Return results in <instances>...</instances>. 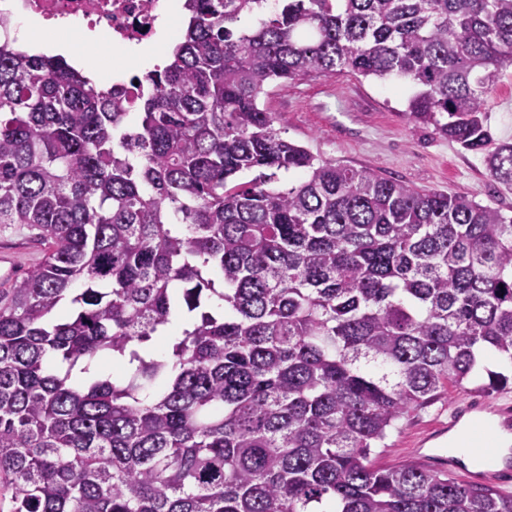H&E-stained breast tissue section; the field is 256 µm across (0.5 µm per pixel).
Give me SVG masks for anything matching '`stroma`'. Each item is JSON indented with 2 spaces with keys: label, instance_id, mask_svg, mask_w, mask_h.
<instances>
[{
  "label": "stroma",
  "instance_id": "obj_1",
  "mask_svg": "<svg viewBox=\"0 0 512 512\" xmlns=\"http://www.w3.org/2000/svg\"><path fill=\"white\" fill-rule=\"evenodd\" d=\"M411 84L363 78L347 70L312 79L277 82L262 97L275 128L289 142L314 155L357 169L382 172L415 187L466 195L512 214V184L490 181L480 155L416 123L407 112ZM495 138L512 141V64L505 66L487 103ZM48 249L25 229L0 232V256L12 266L13 287L46 258ZM487 377L447 388L427 406L402 418L367 463L387 469L416 461L419 439L448 418L449 405L470 401L484 407L512 403V383L487 389Z\"/></svg>",
  "mask_w": 512,
  "mask_h": 512
}]
</instances>
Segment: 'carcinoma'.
Listing matches in <instances>:
<instances>
[{"label":"carcinoma","mask_w":512,"mask_h":512,"mask_svg":"<svg viewBox=\"0 0 512 512\" xmlns=\"http://www.w3.org/2000/svg\"><path fill=\"white\" fill-rule=\"evenodd\" d=\"M267 2L185 0L130 106L0 47V229L52 245L0 299L13 512H512L491 486L366 464L440 388L512 364V215L321 159L261 106L339 69L404 80L416 122L512 183L486 111L512 0Z\"/></svg>","instance_id":"cac0c4a2"}]
</instances>
